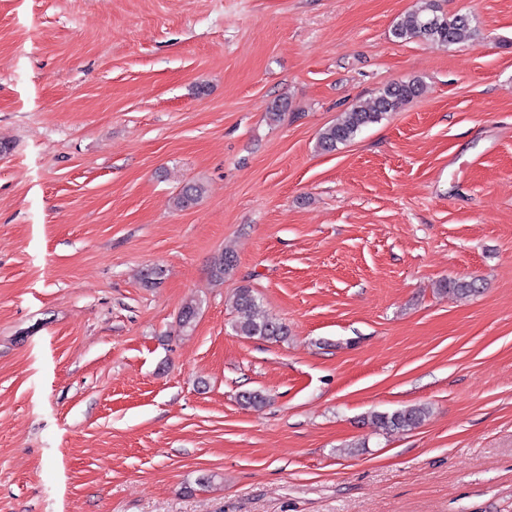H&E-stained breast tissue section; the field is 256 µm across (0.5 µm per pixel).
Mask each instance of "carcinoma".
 <instances>
[{"instance_id":"carcinoma-1","label":"carcinoma","mask_w":512,"mask_h":512,"mask_svg":"<svg viewBox=\"0 0 512 512\" xmlns=\"http://www.w3.org/2000/svg\"><path fill=\"white\" fill-rule=\"evenodd\" d=\"M421 5L404 14L393 26L392 34L399 40L424 39L443 46L456 44L474 35L470 17L444 13L436 0H419ZM422 92L418 80L392 83L374 98L368 106L356 105L342 113L336 122L321 130L318 148L332 152L342 144L352 141L366 126L376 122L383 114L397 111L402 105ZM204 188L196 182L186 183L174 198L175 206L182 209L197 203ZM235 259L226 251L210 265L211 277L224 281V276L233 270ZM440 291L455 297L469 296L477 292L475 282L457 280L442 285ZM233 307L236 318L233 329L239 336L279 342L288 336V327L261 310L252 289L244 286L237 289ZM429 414L426 406H408L391 413H379L372 417L373 423L384 431H409L419 427Z\"/></svg>"}]
</instances>
